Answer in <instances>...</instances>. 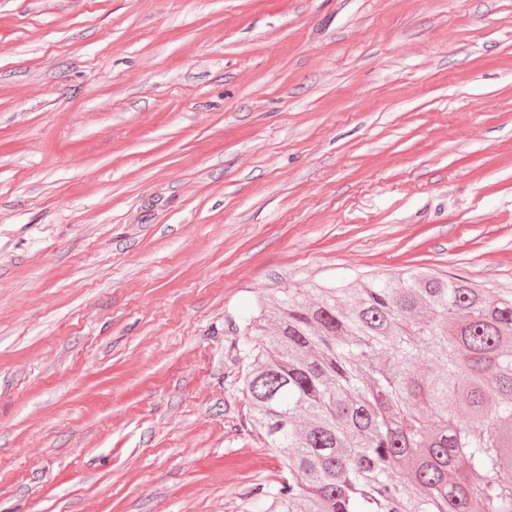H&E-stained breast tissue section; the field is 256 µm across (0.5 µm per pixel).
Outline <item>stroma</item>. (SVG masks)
Segmentation results:
<instances>
[{"label": "stroma", "instance_id": "stroma-1", "mask_svg": "<svg viewBox=\"0 0 512 512\" xmlns=\"http://www.w3.org/2000/svg\"><path fill=\"white\" fill-rule=\"evenodd\" d=\"M512 293V0H0V512H249L258 300Z\"/></svg>", "mask_w": 512, "mask_h": 512}]
</instances>
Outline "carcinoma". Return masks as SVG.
<instances>
[{"label": "carcinoma", "mask_w": 512, "mask_h": 512, "mask_svg": "<svg viewBox=\"0 0 512 512\" xmlns=\"http://www.w3.org/2000/svg\"><path fill=\"white\" fill-rule=\"evenodd\" d=\"M283 288L239 350L288 476L251 512H512V297L408 272Z\"/></svg>", "instance_id": "cac0c4a2"}]
</instances>
